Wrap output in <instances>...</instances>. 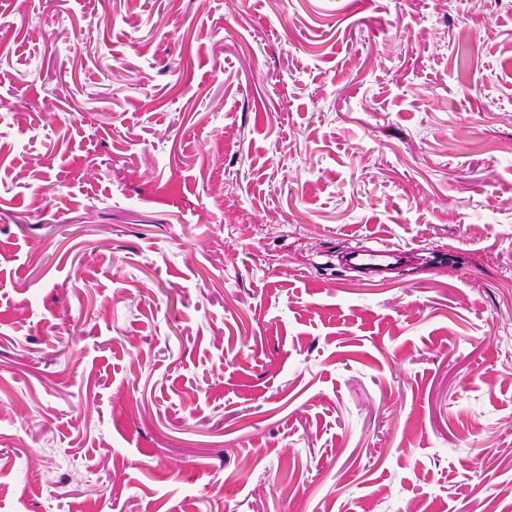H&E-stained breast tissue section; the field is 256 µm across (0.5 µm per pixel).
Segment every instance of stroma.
<instances>
[{"label": "stroma", "instance_id": "1", "mask_svg": "<svg viewBox=\"0 0 512 512\" xmlns=\"http://www.w3.org/2000/svg\"><path fill=\"white\" fill-rule=\"evenodd\" d=\"M0 512H512V5L0 0ZM390 244H383L381 248L371 253L358 257V261L369 271V274H378L383 272L382 266L389 260H397L401 258L406 251Z\"/></svg>", "mask_w": 512, "mask_h": 512}]
</instances>
